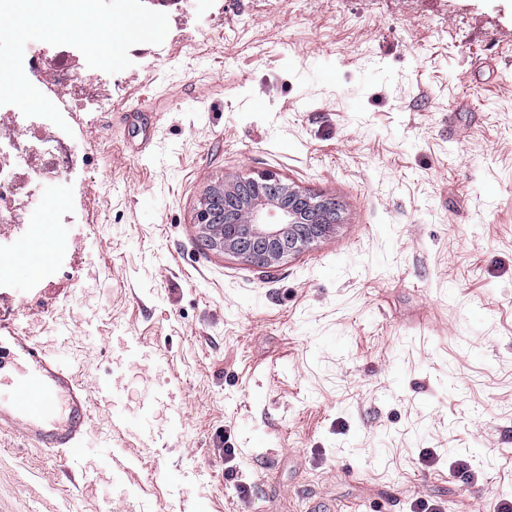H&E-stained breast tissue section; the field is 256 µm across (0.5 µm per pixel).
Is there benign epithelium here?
<instances>
[{"instance_id": "obj_1", "label": "benign epithelium", "mask_w": 512, "mask_h": 512, "mask_svg": "<svg viewBox=\"0 0 512 512\" xmlns=\"http://www.w3.org/2000/svg\"><path fill=\"white\" fill-rule=\"evenodd\" d=\"M337 218L333 199L304 193L272 173L216 182L197 213L213 245L265 268L323 237Z\"/></svg>"}]
</instances>
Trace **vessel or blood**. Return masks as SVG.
I'll list each match as a JSON object with an SVG mask.
<instances>
[{"instance_id": "obj_1", "label": "vessel or blood", "mask_w": 512, "mask_h": 512, "mask_svg": "<svg viewBox=\"0 0 512 512\" xmlns=\"http://www.w3.org/2000/svg\"><path fill=\"white\" fill-rule=\"evenodd\" d=\"M119 383L80 381L75 361L21 330L0 312V432H12L59 456L85 484H96L88 469L95 403H110Z\"/></svg>"}]
</instances>
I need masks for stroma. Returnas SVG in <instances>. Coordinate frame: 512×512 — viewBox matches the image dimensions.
<instances>
[{"label": "stroma", "mask_w": 512, "mask_h": 512, "mask_svg": "<svg viewBox=\"0 0 512 512\" xmlns=\"http://www.w3.org/2000/svg\"><path fill=\"white\" fill-rule=\"evenodd\" d=\"M166 15L111 107L75 126L78 198L33 187L30 206L80 211L65 248H40L50 273L0 277L22 329L67 323L84 375L122 381L133 427L112 437L137 464L85 488L1 434L0 512H411L420 496L496 512L512 497V0ZM246 172L335 198L339 224L272 269L204 246L206 189ZM457 459L475 482L449 474Z\"/></svg>", "instance_id": "1"}]
</instances>
